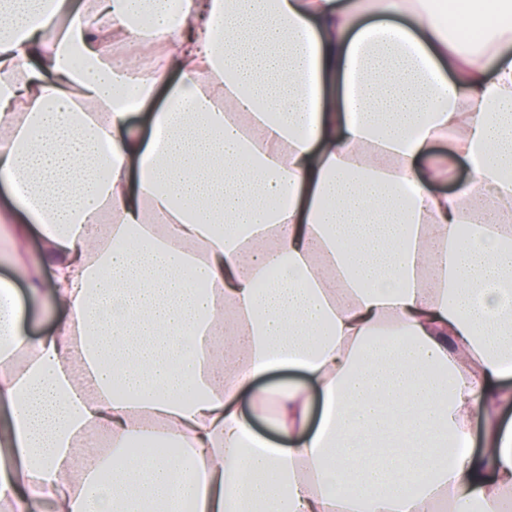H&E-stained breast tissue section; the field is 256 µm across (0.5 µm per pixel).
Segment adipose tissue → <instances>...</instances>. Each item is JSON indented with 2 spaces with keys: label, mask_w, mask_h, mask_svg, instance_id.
Here are the masks:
<instances>
[{
  "label": "adipose tissue",
  "mask_w": 512,
  "mask_h": 512,
  "mask_svg": "<svg viewBox=\"0 0 512 512\" xmlns=\"http://www.w3.org/2000/svg\"><path fill=\"white\" fill-rule=\"evenodd\" d=\"M511 9L0 0V512H512ZM471 180V172L467 163L463 159L456 162L455 177L451 182L438 183L432 186V189L438 192L454 194L460 187L468 184Z\"/></svg>",
  "instance_id": "obj_1"
}]
</instances>
